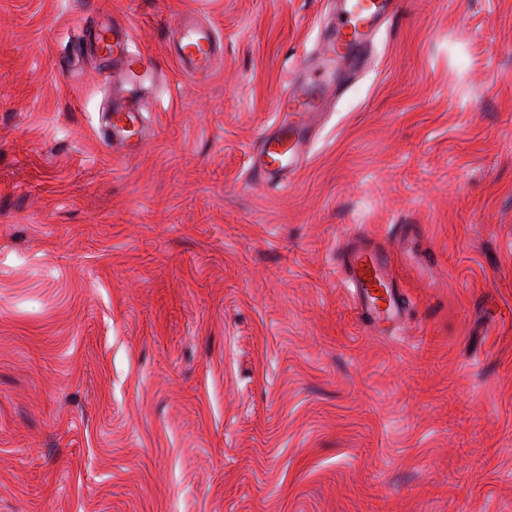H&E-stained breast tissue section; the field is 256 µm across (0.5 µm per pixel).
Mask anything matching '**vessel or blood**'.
I'll return each mask as SVG.
<instances>
[{"instance_id":"vessel-or-blood-1","label":"vessel or blood","mask_w":512,"mask_h":512,"mask_svg":"<svg viewBox=\"0 0 512 512\" xmlns=\"http://www.w3.org/2000/svg\"><path fill=\"white\" fill-rule=\"evenodd\" d=\"M336 25L325 33L322 55L331 61L354 68L366 53L369 38L382 20L393 17L399 0H338ZM178 55L190 79L201 82L215 72L216 38L211 27L182 17L175 22ZM100 49L118 59L130 73H148L154 65L150 57L132 52L127 27L116 24L101 31ZM324 79L289 85L280 104L285 117L264 133L256 147L251 170L260 182L274 180L296 171L305 161L313 125L322 111L326 97ZM137 111L117 109L112 115L114 133L127 137L128 149L140 148L137 141ZM345 281L351 290L354 308L362 322L371 329L386 331L402 322L407 308L394 291L390 251L360 238L349 239L340 251Z\"/></svg>"}]
</instances>
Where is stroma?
I'll use <instances>...</instances> for the list:
<instances>
[{
  "label": "stroma",
  "mask_w": 512,
  "mask_h": 512,
  "mask_svg": "<svg viewBox=\"0 0 512 512\" xmlns=\"http://www.w3.org/2000/svg\"><path fill=\"white\" fill-rule=\"evenodd\" d=\"M330 10L0 0V512H512V0H400L255 182ZM112 22L157 69L133 153L99 135ZM354 229L398 255L396 335L340 282ZM178 55L191 80L207 81L215 72L216 38L211 27L191 22L186 16L176 20ZM328 84L318 78L289 85L279 107V112H287L285 118L264 133L256 147L251 170L258 181L264 183L286 171L294 172L305 161L313 125L326 102L323 89Z\"/></svg>",
  "instance_id": "obj_1"
}]
</instances>
